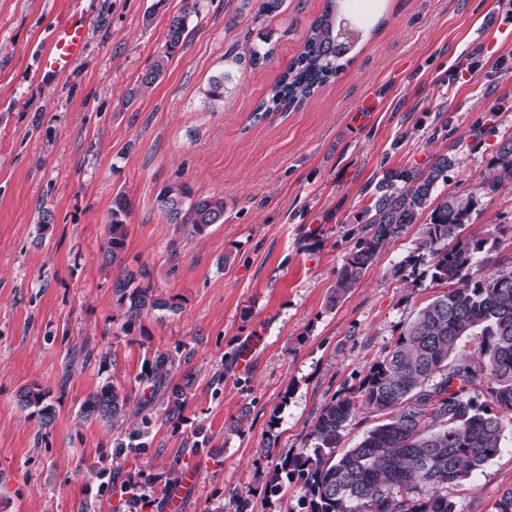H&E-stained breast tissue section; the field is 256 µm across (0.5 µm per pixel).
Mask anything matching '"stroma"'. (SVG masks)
I'll use <instances>...</instances> for the list:
<instances>
[{
  "instance_id": "1",
  "label": "stroma",
  "mask_w": 512,
  "mask_h": 512,
  "mask_svg": "<svg viewBox=\"0 0 512 512\" xmlns=\"http://www.w3.org/2000/svg\"><path fill=\"white\" fill-rule=\"evenodd\" d=\"M261 4L199 0L165 75L144 89L181 0H0V512H128L132 482L150 512L172 496L180 512H234L236 489L252 490L253 512H298L301 482L267 495L258 470L302 448L317 409L444 290L422 269L390 274L414 248L413 226L328 304L387 171L450 154L444 192L473 195L471 231L496 240L474 278L512 271V187L478 189L512 137V0H342L361 34L351 64L302 106L257 121L324 0H286L274 16ZM76 12L85 53L43 81L40 54ZM253 46L270 57L234 63ZM222 72L228 92L205 99ZM366 97L373 110L357 111ZM173 183L223 197V223L197 236L169 223L156 197ZM119 192L130 230L110 266ZM144 268L180 310L130 326L113 283ZM159 354L170 385L187 387L173 420L143 377ZM106 382L129 396L115 428L79 415ZM27 386L47 392L52 425L19 406ZM511 485L508 429L448 497L457 512H496ZM129 209L130 202L127 197L122 193L116 194L109 211L104 244L107 259L113 265H119L122 262L129 233V224H127Z\"/></svg>"
}]
</instances>
